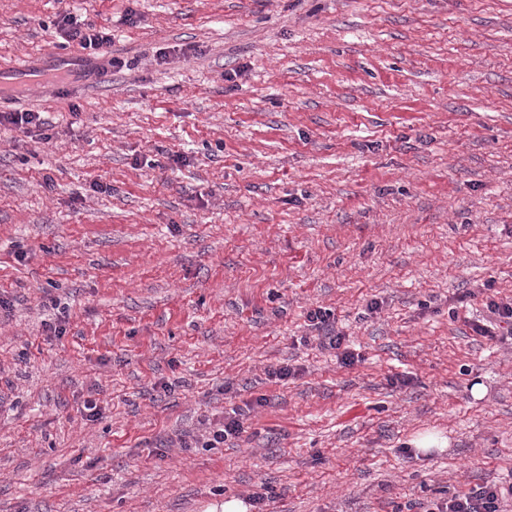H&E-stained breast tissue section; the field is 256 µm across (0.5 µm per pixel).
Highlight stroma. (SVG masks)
Instances as JSON below:
<instances>
[{
  "label": "stroma",
  "mask_w": 512,
  "mask_h": 512,
  "mask_svg": "<svg viewBox=\"0 0 512 512\" xmlns=\"http://www.w3.org/2000/svg\"><path fill=\"white\" fill-rule=\"evenodd\" d=\"M72 8L108 55L60 45ZM21 58L41 82L0 112L50 130H0V512H396L512 478V344L471 327L512 298V0H0ZM317 306L359 362L301 343ZM262 394L240 440L168 447ZM424 432L446 449L407 455ZM40 114V112L31 111L1 112L0 126L11 127L23 134L31 133L32 128L42 131L48 123L41 118Z\"/></svg>",
  "instance_id": "obj_1"
}]
</instances>
